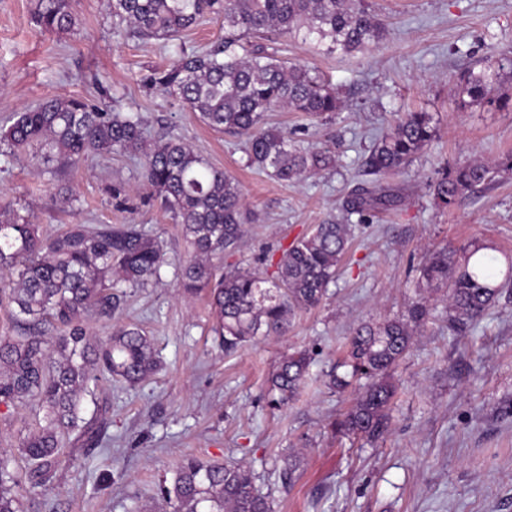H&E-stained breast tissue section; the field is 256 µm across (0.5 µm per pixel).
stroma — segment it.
<instances>
[{
    "instance_id": "stroma-1",
    "label": "stroma",
    "mask_w": 512,
    "mask_h": 512,
    "mask_svg": "<svg viewBox=\"0 0 512 512\" xmlns=\"http://www.w3.org/2000/svg\"><path fill=\"white\" fill-rule=\"evenodd\" d=\"M385 28L375 48L346 55L275 32L249 44L327 78L343 106L332 118L271 112L269 125L307 146L335 148V168L291 184L249 166L245 137L218 133L150 86L153 73L181 52L224 36L207 18L171 39H143L113 18L109 0H72L75 30L49 32L33 21L35 0H0V126L48 96H75L112 112L138 116L153 139L176 137L242 184L252 213L242 245L215 264L223 271L260 268L317 224H355V239L322 303L300 311L281 336H263L225 352L214 335L206 293L179 285L187 247L170 215L150 199L140 166L124 155H91L78 164L36 169L29 154H0V205L50 235L63 224L133 225L162 242L159 280L127 288L115 320L89 331L107 340L122 324L138 325L158 360L146 382L106 381L87 410L103 415L99 442L63 457L53 484L22 477L21 512H172L158 500L189 455L247 466L274 512H512V296L465 332L454 333L446 310L415 331L394 370L398 396L386 431L374 442L351 440L332 424L355 392L329 390L325 373L359 325L404 318L420 294L417 268L427 251L487 245L503 266L512 253V171L467 191L450 208L435 204L429 183L447 167L512 153V111L462 105L460 76L484 59H512V0H367ZM433 113L438 133L404 171L382 177L364 160L372 140L399 113ZM379 182L397 198L393 210L359 223L347 201ZM122 185L127 206L108 192ZM310 350L299 397L268 405V379L282 355ZM40 419L34 403H0V449L16 447ZM299 467L284 481L288 455Z\"/></svg>"
}]
</instances>
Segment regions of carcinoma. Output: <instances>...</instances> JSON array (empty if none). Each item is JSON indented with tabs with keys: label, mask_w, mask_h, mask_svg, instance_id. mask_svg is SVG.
<instances>
[{
	"label": "carcinoma",
	"mask_w": 512,
	"mask_h": 512,
	"mask_svg": "<svg viewBox=\"0 0 512 512\" xmlns=\"http://www.w3.org/2000/svg\"><path fill=\"white\" fill-rule=\"evenodd\" d=\"M110 8L142 38H172L205 16L223 18V41L183 55L155 73L150 84L198 113L209 128L247 135L249 163L279 181L336 167V151L290 143L286 133L267 125L265 115L287 110L326 118L340 111L339 92L312 69L249 50L244 40L271 30L287 37L301 34L343 53L369 50L383 40L384 28L365 0H110ZM34 20L47 31L73 32L71 0H36ZM499 69L491 59L479 71H467L459 95L499 110L511 106L497 87ZM436 134L433 113L405 112L374 141L365 165L374 175L399 172ZM0 142L13 151H30L43 165L54 160L74 164L89 154L138 158L143 186L171 213L187 244L182 287L189 294L209 290L226 351L260 336L283 334L296 311L320 305L353 234L351 224L315 225L282 252L272 281L249 271L218 275L212 260L237 246L250 213L239 180L186 143L151 141L138 118L101 112L74 96H49L16 113L10 125L0 127ZM500 169L512 171V154L493 163L445 169L431 183L434 199L450 207ZM392 204L380 187L361 188L349 210L363 223ZM485 249L470 245L459 255L434 250L420 268L419 282L429 294L442 292L448 324L456 332L476 322L512 285V258L497 283ZM164 263L161 241L133 227L71 224L45 236L28 217L0 207V289L8 291L23 322L21 335L0 337V402L33 400L44 411V424L22 435L18 451L0 449V512H19L16 456L31 466L34 485L43 486L56 479L65 445L98 443V418L83 416L90 383L137 384L156 371L153 346L140 328L121 326L101 342L87 322L112 318L123 304L116 288L149 283ZM432 310L430 297L423 296L407 318L363 324L353 332L347 359L328 373L329 389L358 390L354 405L334 423L335 431L366 440L384 433L398 390L391 371L411 347L412 326ZM311 360L307 350L281 357L269 381L272 408L288 404L305 387ZM157 495L173 512H272L270 496L258 493L250 472L234 462L189 457Z\"/></svg>",
	"instance_id": "obj_1"
}]
</instances>
